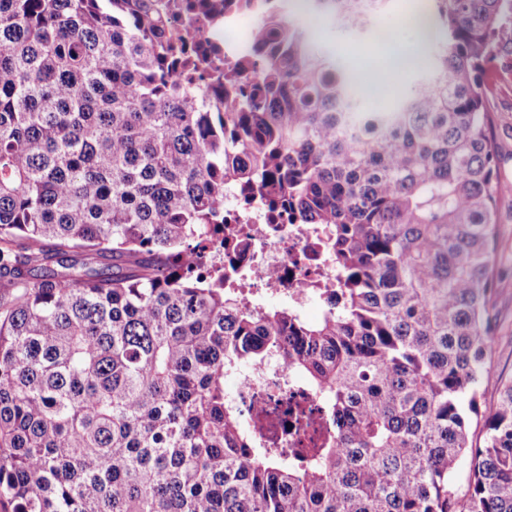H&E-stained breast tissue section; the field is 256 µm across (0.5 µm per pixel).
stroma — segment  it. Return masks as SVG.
<instances>
[{
    "instance_id": "stroma-1",
    "label": "stroma",
    "mask_w": 512,
    "mask_h": 512,
    "mask_svg": "<svg viewBox=\"0 0 512 512\" xmlns=\"http://www.w3.org/2000/svg\"><path fill=\"white\" fill-rule=\"evenodd\" d=\"M426 3L427 0H388L384 11L375 17L372 29L362 33L342 32L317 24L312 25L311 32L318 43L359 73L366 56L394 46L408 50L415 46L416 31L407 19ZM379 27L390 29L388 39L376 37L375 30ZM484 90L501 180L497 207L501 229L497 244L500 273L490 297L498 316V331L480 390V406L485 409L496 400L502 377L512 375V44L500 45L496 50Z\"/></svg>"
}]
</instances>
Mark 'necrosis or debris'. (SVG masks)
I'll return each instance as SVG.
<instances>
[{
  "label": "necrosis or debris",
  "mask_w": 512,
  "mask_h": 512,
  "mask_svg": "<svg viewBox=\"0 0 512 512\" xmlns=\"http://www.w3.org/2000/svg\"><path fill=\"white\" fill-rule=\"evenodd\" d=\"M290 0H226L219 14L197 26L201 42L220 46L226 58L257 59L258 21L274 13L287 17ZM224 216L229 223L247 224L252 241L240 261L252 273V290L288 300L304 307L315 302L311 283L331 278L335 269L314 243L309 225L269 224L264 199L252 202L249 211H241L233 190L224 192ZM288 369L279 360L243 371L236 379L233 400L238 407L259 420L263 439L284 448L305 447L306 436L294 432L284 406H277L272 395L284 389Z\"/></svg>",
  "instance_id": "necrosis-or-debris-1"
}]
</instances>
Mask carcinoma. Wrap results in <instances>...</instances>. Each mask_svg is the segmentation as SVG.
<instances>
[{
	"label": "carcinoma",
	"mask_w": 512,
	"mask_h": 512,
	"mask_svg": "<svg viewBox=\"0 0 512 512\" xmlns=\"http://www.w3.org/2000/svg\"><path fill=\"white\" fill-rule=\"evenodd\" d=\"M224 0H0V507L512 512V377L469 439L496 331L498 156L482 85L512 0H431V77L362 112L292 20L206 81ZM386 0H297L367 29ZM317 224L322 320L192 274L224 189ZM333 433L272 448L224 375L272 358ZM471 457L465 498L453 476Z\"/></svg>",
	"instance_id": "cac0c4a2"
}]
</instances>
